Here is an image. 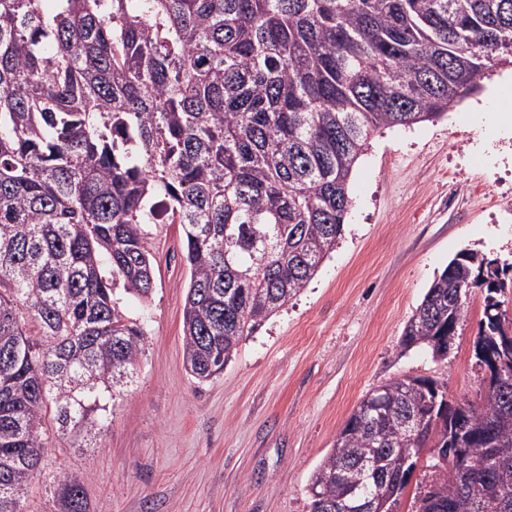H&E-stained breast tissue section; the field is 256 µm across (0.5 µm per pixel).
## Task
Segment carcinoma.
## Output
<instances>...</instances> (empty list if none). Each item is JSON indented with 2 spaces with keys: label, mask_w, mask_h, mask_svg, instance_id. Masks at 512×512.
Returning <instances> with one entry per match:
<instances>
[{
  "label": "carcinoma",
  "mask_w": 512,
  "mask_h": 512,
  "mask_svg": "<svg viewBox=\"0 0 512 512\" xmlns=\"http://www.w3.org/2000/svg\"><path fill=\"white\" fill-rule=\"evenodd\" d=\"M499 0H0V512L43 469L45 408L99 446L144 328L117 286L154 289L151 224H179L189 268L184 361L223 372L304 290L344 231L378 131L434 121L512 66ZM460 251L404 328L448 349L484 293L474 355L499 354L512 263L484 284ZM448 403L427 377L367 395L311 477V512H389L418 459L413 512H512V384ZM59 512H89L56 479Z\"/></svg>",
  "instance_id": "cac0c4a2"
}]
</instances>
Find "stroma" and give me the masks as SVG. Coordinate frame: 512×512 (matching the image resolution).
I'll return each instance as SVG.
<instances>
[{
    "instance_id": "stroma-1",
    "label": "stroma",
    "mask_w": 512,
    "mask_h": 512,
    "mask_svg": "<svg viewBox=\"0 0 512 512\" xmlns=\"http://www.w3.org/2000/svg\"><path fill=\"white\" fill-rule=\"evenodd\" d=\"M490 98L512 111V67L494 68L442 119L375 134L336 250L208 381L184 366L181 227L152 225L151 301L122 302L147 331L144 352L100 447H71L46 419L27 512H58L60 474L82 483L90 512H311L313 472L373 390L422 376L444 385L449 403L479 401L481 291L468 295L447 358L404 347L402 334L459 251L512 260V136L470 119Z\"/></svg>"
}]
</instances>
